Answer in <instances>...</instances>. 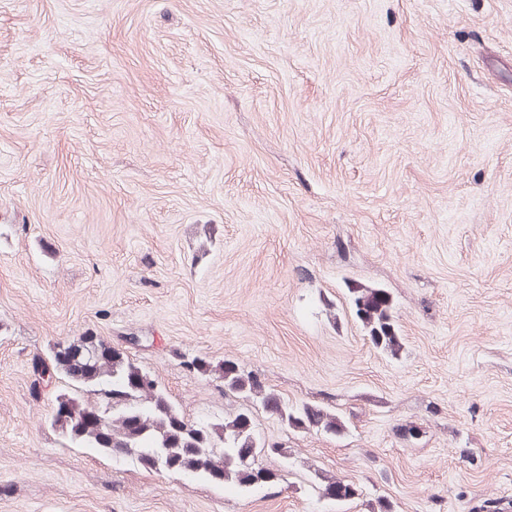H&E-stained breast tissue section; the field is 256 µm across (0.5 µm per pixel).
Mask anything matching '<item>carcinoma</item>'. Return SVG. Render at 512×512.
Returning a JSON list of instances; mask_svg holds the SVG:
<instances>
[{"mask_svg": "<svg viewBox=\"0 0 512 512\" xmlns=\"http://www.w3.org/2000/svg\"><path fill=\"white\" fill-rule=\"evenodd\" d=\"M356 316L369 328L372 344L397 353L401 347L387 293L375 289H349ZM190 372H217L224 395L236 397L247 408L222 421H193L170 400L155 378L145 383L147 372L127 355L112 352L103 340L88 336L80 343H57L51 364H34V372L62 374L87 388L94 399L60 393L55 402L62 411L51 424L70 442L135 460L159 472H179L215 483L232 484L250 491L279 484L282 474L258 462L263 457L287 453L277 442H267L254 430L253 412L262 410L286 428L315 434L338 435L346 428L335 413L308 403H291L269 388L260 375L226 360L216 366L204 357L184 358ZM102 415L103 421L91 418ZM321 495L337 501L357 495L356 487L326 477Z\"/></svg>", "mask_w": 512, "mask_h": 512, "instance_id": "carcinoma-1", "label": "carcinoma"}]
</instances>
